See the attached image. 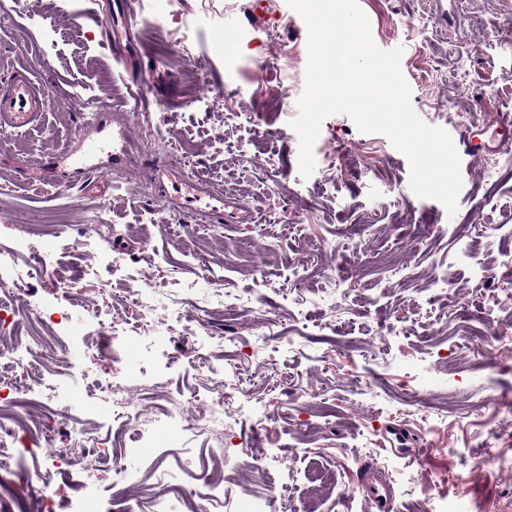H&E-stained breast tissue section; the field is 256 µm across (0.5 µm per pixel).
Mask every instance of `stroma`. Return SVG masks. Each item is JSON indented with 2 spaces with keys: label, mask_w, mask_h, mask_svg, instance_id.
<instances>
[{
  "label": "stroma",
  "mask_w": 512,
  "mask_h": 512,
  "mask_svg": "<svg viewBox=\"0 0 512 512\" xmlns=\"http://www.w3.org/2000/svg\"><path fill=\"white\" fill-rule=\"evenodd\" d=\"M112 2L23 0L17 22L0 29V82L28 76L45 107L22 137L0 133V247L22 238L54 260L55 275L10 286L21 299L67 297L64 335L44 328L57 358L38 351L33 360L63 389L62 360L83 365L87 402L70 410L71 423L107 437L118 429L93 379L128 384L147 371L177 399L201 386L198 356L221 368L251 343L243 374L224 376L226 388L250 397L224 449L263 467L247 482L225 471L226 512H370L359 489L371 465L391 473L401 512H512V305L495 302L512 281L491 267L512 251V49L489 45L484 27L512 15V0H358L375 43L402 48L418 116L476 135L475 148L459 153L452 216L411 191L409 162L386 136L360 132L343 114L323 122L316 170L301 177L291 123L305 88L307 27L287 0H125L135 24L122 60L109 50ZM50 33L55 43L40 50ZM82 97L132 124L125 179L106 193L66 167L57 181L42 180L78 133ZM160 111L165 136L189 145L199 177L222 180L253 223L227 224L171 199L183 156L136 149ZM100 210L104 223L90 224ZM468 224L481 231L474 254L461 237ZM309 253L313 263L298 266ZM90 265L96 276L81 277ZM154 269L196 296L159 338L160 359L86 350V309ZM225 288L262 297L261 309L210 311ZM486 320L500 343L464 344ZM441 350L450 353L442 362ZM400 423L426 451L411 465L382 445L381 429ZM240 435L249 447L235 445ZM210 446L203 436L162 439L153 454L128 460V495L152 512L139 483L182 482ZM489 451L502 465L476 467Z\"/></svg>",
  "instance_id": "obj_1"
}]
</instances>
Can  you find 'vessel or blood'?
<instances>
[{
  "instance_id": "obj_1",
  "label": "vessel or blood",
  "mask_w": 512,
  "mask_h": 512,
  "mask_svg": "<svg viewBox=\"0 0 512 512\" xmlns=\"http://www.w3.org/2000/svg\"><path fill=\"white\" fill-rule=\"evenodd\" d=\"M42 109V99L35 87L27 80L13 79L0 88V129L19 130L33 123ZM86 132L65 158L72 169L95 172L102 163L118 168L126 159V135L122 127H109L102 114L86 117ZM171 189L183 204L203 207L210 214L230 222L239 221L240 216L232 201L207 195L180 178H173ZM363 490L374 501L378 512H397L398 504L393 484L385 472L369 471Z\"/></svg>"
}]
</instances>
